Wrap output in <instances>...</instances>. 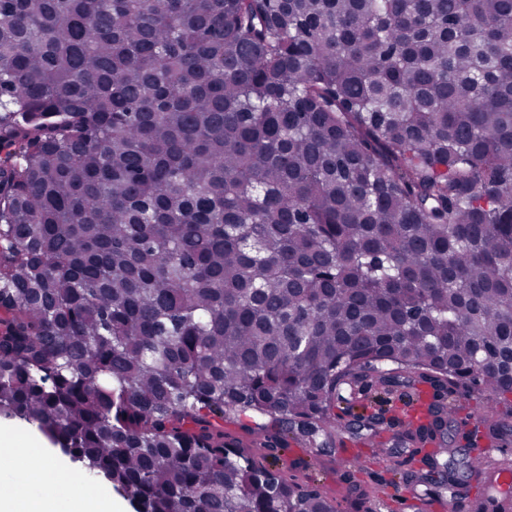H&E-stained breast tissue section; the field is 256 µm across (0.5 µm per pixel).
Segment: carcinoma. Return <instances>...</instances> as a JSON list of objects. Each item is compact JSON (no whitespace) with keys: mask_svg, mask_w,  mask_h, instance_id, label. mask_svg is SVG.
Here are the masks:
<instances>
[{"mask_svg":"<svg viewBox=\"0 0 512 512\" xmlns=\"http://www.w3.org/2000/svg\"><path fill=\"white\" fill-rule=\"evenodd\" d=\"M0 313V417L134 512H335L219 422L509 401L512 0H0Z\"/></svg>","mask_w":512,"mask_h":512,"instance_id":"1","label":"carcinoma"}]
</instances>
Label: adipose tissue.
Wrapping results in <instances>:
<instances>
[{
  "label": "adipose tissue",
  "mask_w": 512,
  "mask_h": 512,
  "mask_svg": "<svg viewBox=\"0 0 512 512\" xmlns=\"http://www.w3.org/2000/svg\"><path fill=\"white\" fill-rule=\"evenodd\" d=\"M60 477L44 452L24 445L18 433L0 429V512H98L101 494L82 483L67 482L62 495L43 498L42 483Z\"/></svg>",
  "instance_id": "1"
}]
</instances>
